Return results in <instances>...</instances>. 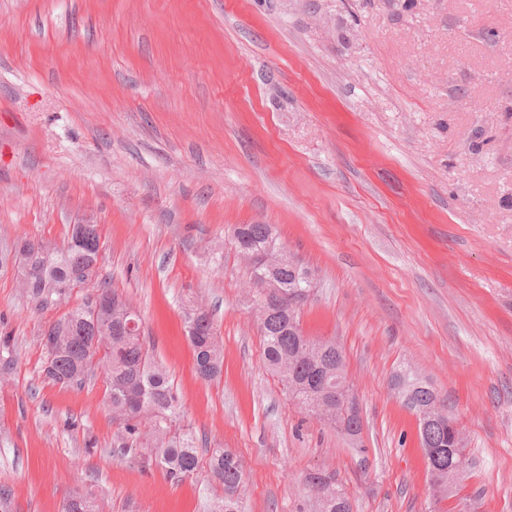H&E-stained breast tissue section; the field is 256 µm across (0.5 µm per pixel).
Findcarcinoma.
Wrapping results in <instances>:
<instances>
[{
	"instance_id": "carcinoma-1",
	"label": "carcinoma",
	"mask_w": 512,
	"mask_h": 512,
	"mask_svg": "<svg viewBox=\"0 0 512 512\" xmlns=\"http://www.w3.org/2000/svg\"><path fill=\"white\" fill-rule=\"evenodd\" d=\"M86 237L82 248L42 247L31 252L26 272L28 287L20 292L39 305L71 294L79 282L92 274L91 242L98 237L97 225L86 229ZM271 237L269 224H241L232 231L238 249L244 245L257 249ZM280 279L288 290L307 293L312 288V280L301 268L283 267ZM183 319L197 375L205 381L218 378L224 352L210 314L189 303ZM62 327L65 332L60 336L58 351L45 356V377L70 385L83 382L101 367L108 369L106 393L112 419L121 425L119 447L143 450L141 457L161 468L175 484L207 468V476L224 492L213 499L209 512H244L240 457L224 448L212 449L206 461L199 456L167 372L155 362L141 336L140 314L131 313L129 303L100 282L98 287L87 289L82 301L51 323L44 333L58 332ZM261 336L264 364L280 378L285 390L292 392L291 400L299 406L318 404L328 413L326 422L336 424V419L342 417L336 409V386L347 380V374H336V370L345 369L342 348L332 340H313L291 332L285 318L276 311L269 314ZM392 386L404 406L415 414L438 397L428 382L405 367L394 373ZM418 432L421 444L434 450L427 456L431 486L444 495L448 464L462 463L465 472L472 465L465 454L464 434L451 415L444 421H419ZM306 482L311 488L322 486L328 496L327 500L318 501V512H352L351 502L334 475L312 472ZM90 502L92 499L85 495L73 494L64 502L63 512H97L98 506L91 507Z\"/></svg>"
}]
</instances>
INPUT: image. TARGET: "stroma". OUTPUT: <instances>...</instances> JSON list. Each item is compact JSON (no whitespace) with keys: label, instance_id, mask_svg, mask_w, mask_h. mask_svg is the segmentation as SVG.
I'll use <instances>...</instances> for the list:
<instances>
[{"label":"stroma","instance_id":"obj_1","mask_svg":"<svg viewBox=\"0 0 512 512\" xmlns=\"http://www.w3.org/2000/svg\"><path fill=\"white\" fill-rule=\"evenodd\" d=\"M101 229V274L138 309L200 448L237 452L246 512H512V0H0V486L17 512H205L120 449L101 376L53 383L18 240ZM269 224L312 274L306 336L343 349L360 447L262 360L250 270ZM204 297L223 371L196 377L183 308ZM413 367L452 407L471 469L433 495ZM393 389L404 406L418 415L421 406L430 405L438 394L432 386L406 367L399 368L392 377ZM306 482L317 495L318 512H352L351 502L336 484L334 475L321 471L312 472L308 474ZM317 485L325 489L322 494L329 496L327 500H319V493L315 489Z\"/></svg>","mask_w":512,"mask_h":512}]
</instances>
